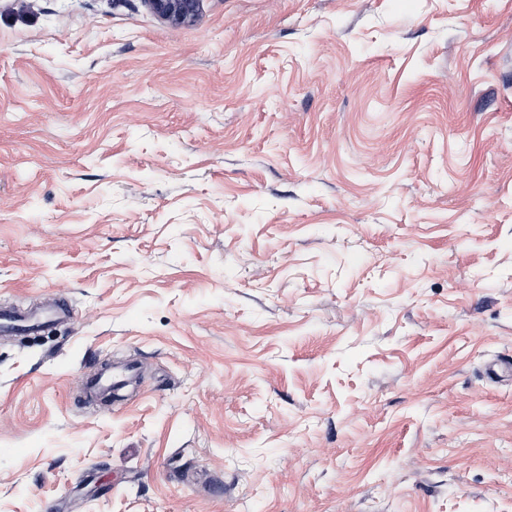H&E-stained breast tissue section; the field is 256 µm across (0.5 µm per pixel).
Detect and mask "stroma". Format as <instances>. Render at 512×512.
Here are the masks:
<instances>
[{
	"mask_svg": "<svg viewBox=\"0 0 512 512\" xmlns=\"http://www.w3.org/2000/svg\"><path fill=\"white\" fill-rule=\"evenodd\" d=\"M43 302L0 512H512V0H0V306ZM149 10L171 26L193 24L199 17L202 0H144Z\"/></svg>",
	"mask_w": 512,
	"mask_h": 512,
	"instance_id": "35a3bbf8",
	"label": "stroma"
}]
</instances>
